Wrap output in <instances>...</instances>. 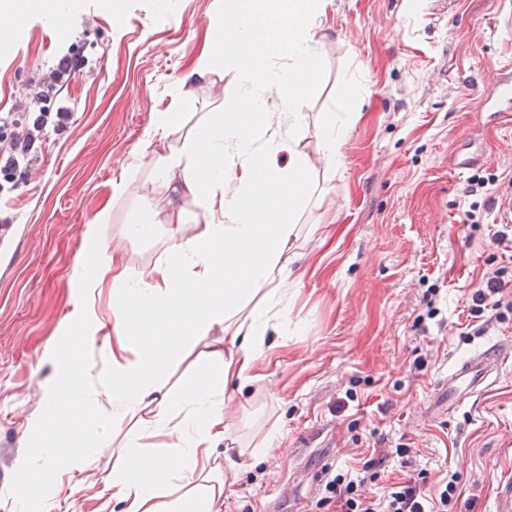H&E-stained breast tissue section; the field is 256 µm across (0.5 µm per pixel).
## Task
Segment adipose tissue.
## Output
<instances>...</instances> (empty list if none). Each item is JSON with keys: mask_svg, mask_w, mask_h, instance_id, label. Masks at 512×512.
Masks as SVG:
<instances>
[{"mask_svg": "<svg viewBox=\"0 0 512 512\" xmlns=\"http://www.w3.org/2000/svg\"><path fill=\"white\" fill-rule=\"evenodd\" d=\"M325 0H228L210 23L211 40L232 45L246 91L240 112L206 113L198 138L168 149L155 171L158 188L180 183L202 210L206 224L195 235L170 230L166 258L146 279H131L116 252L99 241L110 210L92 220L87 256L72 269V309L53 350L55 377L46 384L42 421L55 422L22 461L23 500L62 491L64 476L87 471L101 432L144 419L147 436L159 437L164 456L122 449L123 464L107 486L120 512H224L221 469L213 445L228 438L224 388L246 385L263 353L273 321L288 312L276 282L297 240L310 187L295 126L300 89L311 86L320 65L315 19ZM276 90L283 123L272 121L267 92ZM288 157L279 168V157ZM112 291V316L96 300ZM206 343L207 358L177 397L161 389L169 364L186 349ZM106 348L109 365L87 375L86 353ZM139 349L128 360L129 349ZM112 403L94 414L97 394Z\"/></svg>", "mask_w": 512, "mask_h": 512, "instance_id": "ef3b65f1", "label": "adipose tissue"}]
</instances>
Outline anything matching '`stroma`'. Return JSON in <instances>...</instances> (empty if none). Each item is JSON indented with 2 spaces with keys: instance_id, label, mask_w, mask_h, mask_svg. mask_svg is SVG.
<instances>
[{
  "instance_id": "35a3bbf8",
  "label": "stroma",
  "mask_w": 512,
  "mask_h": 512,
  "mask_svg": "<svg viewBox=\"0 0 512 512\" xmlns=\"http://www.w3.org/2000/svg\"><path fill=\"white\" fill-rule=\"evenodd\" d=\"M225 2L175 0L161 12L155 0H71L62 30L27 0L0 14L12 36L0 52V113L16 111L56 56L71 49L83 63L43 104L71 112L66 129L48 132L29 174L0 191V512H17L18 462L55 372L89 222L110 208L103 242L132 278L147 277L166 256L167 227L126 232L143 204L171 208L154 188L161 155L195 137L203 113L241 109L231 59L217 56L207 80L187 79ZM509 12L512 0H327L316 21L322 64L297 130L313 194L283 283L288 319L269 330L253 380L224 389L231 435L214 455L246 449L226 478L224 512H336L326 481L357 479L380 456L366 486L376 500L414 477L432 497L455 483L448 512H496L499 485L512 481V358L455 410L433 394L481 347L512 351V313L468 315L488 274L512 268V247L492 241L502 185L470 186L476 174L512 173V123L482 130L476 112L495 68L512 66V31L497 24ZM160 112L181 115L163 140ZM326 124L344 132L333 172L316 151ZM486 138L495 149L481 162L449 165L451 144L477 152ZM128 169L127 194L112 197L113 176ZM125 444L162 453L134 431L104 436L88 477L54 512H119L103 488Z\"/></svg>"
}]
</instances>
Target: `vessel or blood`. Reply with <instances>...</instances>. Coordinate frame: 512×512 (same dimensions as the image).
Wrapping results in <instances>:
<instances>
[{"label":"vessel or blood","instance_id":"1","mask_svg":"<svg viewBox=\"0 0 512 512\" xmlns=\"http://www.w3.org/2000/svg\"><path fill=\"white\" fill-rule=\"evenodd\" d=\"M477 109L487 113L493 124L512 114L511 67L495 69L491 85L481 95ZM502 358V349L495 346L476 351L449 370L447 378L439 383L437 394L447 396L449 406L458 405L464 396L480 392L483 384L500 367Z\"/></svg>","mask_w":512,"mask_h":512}]
</instances>
